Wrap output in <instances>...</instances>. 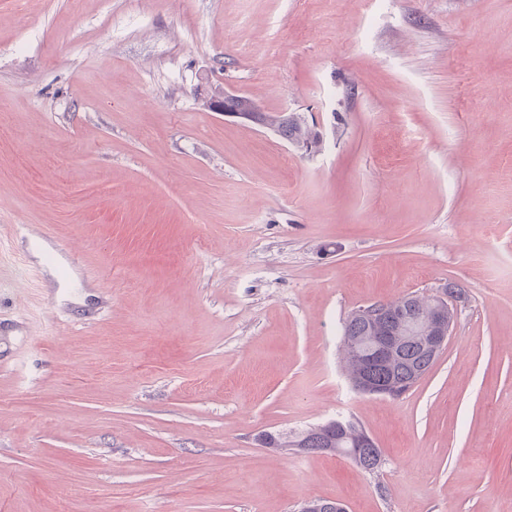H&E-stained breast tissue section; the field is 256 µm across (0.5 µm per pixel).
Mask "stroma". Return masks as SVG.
I'll use <instances>...</instances> for the list:
<instances>
[{
  "mask_svg": "<svg viewBox=\"0 0 512 512\" xmlns=\"http://www.w3.org/2000/svg\"><path fill=\"white\" fill-rule=\"evenodd\" d=\"M451 283L357 393L348 315ZM344 416L377 471L258 441ZM310 498L512 512V0H0V512ZM235 97V95H231L228 93H224L223 90H218L210 95H207L203 98V105L212 112H222L224 116L236 117L245 119L247 121L253 122V112H254V121L257 123H265V121L272 124L271 126L276 128L274 123L279 119L278 117L271 118V115H268L265 112H260L257 105L251 100L243 101L237 107L229 108L225 104V101L228 98ZM270 126V127H271ZM272 127V128H273ZM433 362L418 355L414 344H409L402 360L390 371V374L394 378L395 383L403 387L401 390H406L416 373L418 371H428ZM349 380L352 388L362 395L393 397L396 396L398 392V388L395 386H376L362 375L351 377Z\"/></svg>",
  "mask_w": 512,
  "mask_h": 512,
  "instance_id": "35a3bbf8",
  "label": "stroma"
}]
</instances>
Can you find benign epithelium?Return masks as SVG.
<instances>
[{"label":"benign epithelium","mask_w":512,"mask_h":512,"mask_svg":"<svg viewBox=\"0 0 512 512\" xmlns=\"http://www.w3.org/2000/svg\"><path fill=\"white\" fill-rule=\"evenodd\" d=\"M230 94L218 90L203 98V105L211 112H222L226 116L253 120V113L259 108L252 100H247L237 107L229 108L225 101ZM455 290L444 289L436 296L429 309L416 318L405 315L407 300L400 302V310L390 309L392 315L402 312L396 324L382 326L379 310L363 311L369 328V335L361 338L346 336L343 344L355 357L367 365H380L389 368L399 357L402 347L408 342H416L421 350L435 358L444 349L454 323L451 305L456 301ZM352 388L359 394L368 396L393 397L397 395L395 386H376L362 375L350 378Z\"/></svg>","instance_id":"7a95c632"}]
</instances>
